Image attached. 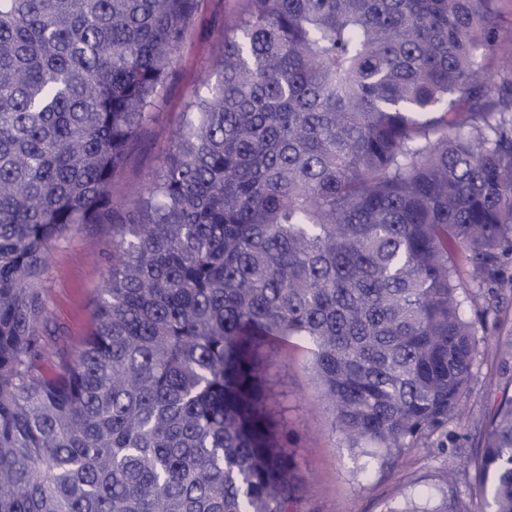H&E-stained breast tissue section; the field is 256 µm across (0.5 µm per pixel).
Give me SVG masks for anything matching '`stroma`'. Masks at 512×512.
<instances>
[{
  "label": "stroma",
  "mask_w": 512,
  "mask_h": 512,
  "mask_svg": "<svg viewBox=\"0 0 512 512\" xmlns=\"http://www.w3.org/2000/svg\"><path fill=\"white\" fill-rule=\"evenodd\" d=\"M244 7V0H201L168 81L165 101L112 184L114 200L132 198L160 171L183 112L204 92L201 72L224 56L225 23ZM495 23L496 46L482 57V74L492 83L500 80L495 58L512 54V0H498ZM115 233L109 224H87L51 248L45 283L50 314L43 334L47 368L55 367L59 354L75 356L90 333ZM483 288L494 309L477 325L479 366L459 419L414 440L403 454L386 463L361 455L335 431L310 372L306 343L292 338L270 347L273 413L291 439L290 448L299 466L301 490L295 512H388L407 490L438 502L458 491L469 501L472 512H483L479 483L469 475L449 486L448 470L455 467L461 454L480 447L489 414L502 394L512 395V373L502 368L497 352L498 346L512 338L511 253H504L497 274L486 280Z\"/></svg>",
  "instance_id": "stroma-1"
}]
</instances>
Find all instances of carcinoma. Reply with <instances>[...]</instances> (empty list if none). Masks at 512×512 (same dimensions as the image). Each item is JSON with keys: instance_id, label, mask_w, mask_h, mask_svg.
<instances>
[{"instance_id": "cac0c4a2", "label": "carcinoma", "mask_w": 512, "mask_h": 512, "mask_svg": "<svg viewBox=\"0 0 512 512\" xmlns=\"http://www.w3.org/2000/svg\"><path fill=\"white\" fill-rule=\"evenodd\" d=\"M218 77L128 205L200 0H0V512H293L263 341L311 346L333 424L392 458L460 415V262L512 247V58L494 0H245ZM121 227L94 328L44 365L49 250ZM512 512V396L463 473ZM389 512H471L455 495ZM495 23L498 39L493 51L480 49L482 55L481 72L487 82L497 83L500 75L492 57L510 56L512 53V0H498L496 4Z\"/></svg>"}]
</instances>
